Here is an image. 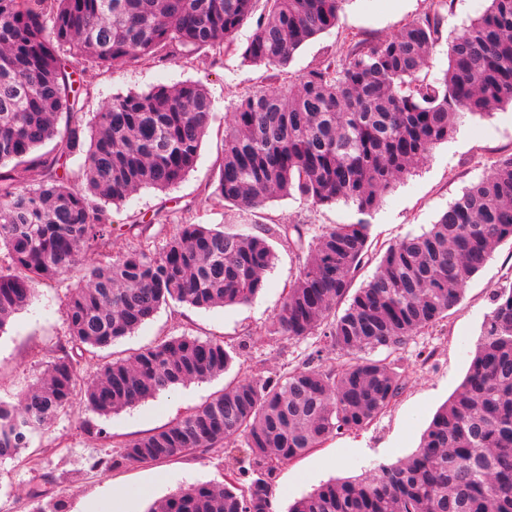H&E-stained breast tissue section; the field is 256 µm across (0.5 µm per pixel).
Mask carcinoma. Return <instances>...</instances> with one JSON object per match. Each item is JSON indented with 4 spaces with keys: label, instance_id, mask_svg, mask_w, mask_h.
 Returning <instances> with one entry per match:
<instances>
[{
    "label": "carcinoma",
    "instance_id": "obj_1",
    "mask_svg": "<svg viewBox=\"0 0 512 512\" xmlns=\"http://www.w3.org/2000/svg\"><path fill=\"white\" fill-rule=\"evenodd\" d=\"M346 0H0V331L35 298L82 265L63 313L75 347L104 349L172 302L199 309L245 304L264 287L272 240L306 252L270 333L319 335L350 360L339 370L293 368L245 377L182 419L127 443L113 467L163 462L242 440L252 468L218 488L197 484L148 512H273L276 466L344 431L367 426L402 389L384 360L457 304L499 243L512 239V154L494 159L419 235L387 247L372 278L351 291L369 261V216L383 196L466 114L512 106V0L490 5L448 50V68L424 75L441 41L448 0L376 42L261 90L244 92L224 122L214 203L239 223L270 199L355 205L359 218L305 245L296 225L258 234L218 225H175L160 247L156 213L127 229L111 204L143 187L167 190L196 166L214 104L189 81L117 96L84 124L77 65L154 64L226 49L286 66L308 40L334 27ZM246 46L235 34L250 19ZM83 157L84 183L66 163ZM32 175L25 184L19 171ZM136 240L112 255L118 231ZM348 302L343 314L336 305ZM467 374L434 415L418 449L357 482H329L289 512H512V288H499ZM224 342L179 336L106 363L82 380L64 347L17 405L0 401V460L27 447L83 395L95 414L131 408L166 390L221 375Z\"/></svg>",
    "mask_w": 512,
    "mask_h": 512
}]
</instances>
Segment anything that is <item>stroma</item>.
Returning a JSON list of instances; mask_svg holds the SVG:
<instances>
[{"label": "stroma", "mask_w": 512, "mask_h": 512, "mask_svg": "<svg viewBox=\"0 0 512 512\" xmlns=\"http://www.w3.org/2000/svg\"><path fill=\"white\" fill-rule=\"evenodd\" d=\"M430 6L431 0H347L335 26L303 45L282 71L207 49L152 65H86L80 80L87 122L114 96L189 80L202 81L215 106L214 121L195 168L166 191L144 188L113 206V223L128 224L163 209L171 212L174 222L228 224L230 212L214 205L212 194L224 148V116L232 111L240 93L317 68L326 58L341 56L352 41L385 39L428 12ZM511 153V108L484 118H466L447 142L435 146L395 184L374 211L370 218L372 252L428 230L441 212L484 175L490 160ZM357 218L351 204L316 207L297 197H279L267 202L258 220L299 225L309 241L322 228L349 224ZM274 248L275 264L250 303L209 310L165 306L148 324L110 348L77 355L78 373L88 379L114 357L132 356L171 337L197 336L223 341L233 362L223 375L187 383L108 417L96 416L82 401H74L50 426L31 435L28 448L19 457L0 461V512H45L54 505L60 512H84L107 484L133 491L140 512H146L151 503L177 489L196 483L223 485L233 470L247 464L240 448L195 452L135 467L108 468L104 462L117 454L119 445L185 416L239 378L279 375L307 360L323 370H335L347 362V355L325 346L319 337L270 335L286 287L303 262L287 241L275 242ZM83 275L78 268L66 282L39 286L32 304L15 314L0 335V400L16 401L46 373L58 346L68 343L63 300L68 287L81 282ZM510 286L512 240H506L468 282L462 299L444 319L391 354L405 386L383 413L366 428L336 435L276 469L275 512H287L295 499L324 483L361 479L375 466L397 462L414 452L433 414L467 373L483 318L492 308L494 290Z\"/></svg>", "instance_id": "1"}]
</instances>
